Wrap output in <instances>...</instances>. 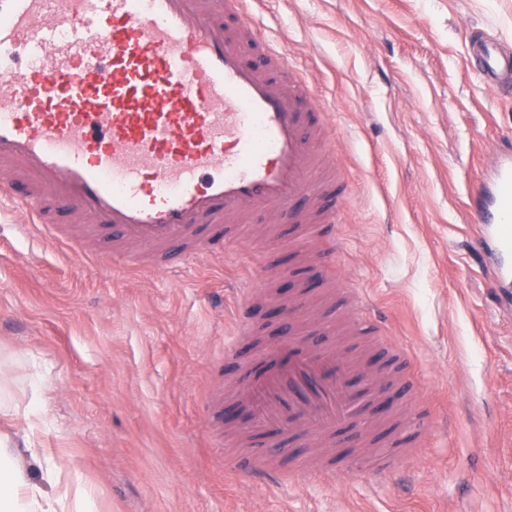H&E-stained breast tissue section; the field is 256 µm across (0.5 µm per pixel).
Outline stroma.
<instances>
[{"label":"stroma","instance_id":"stroma-1","mask_svg":"<svg viewBox=\"0 0 512 512\" xmlns=\"http://www.w3.org/2000/svg\"><path fill=\"white\" fill-rule=\"evenodd\" d=\"M334 129L346 181L335 283H310L296 241L249 224L221 258L127 272L85 242L23 229L0 196V408L12 438L81 476L94 512H512V321L474 246L471 195L512 141V96L470 66L482 29L512 48V0H249ZM249 252L275 288L364 291L415 355L428 425L378 487L367 469L280 487L241 474L198 399L224 353L229 293Z\"/></svg>","mask_w":512,"mask_h":512}]
</instances>
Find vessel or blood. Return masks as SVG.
Returning <instances> with one entry per match:
<instances>
[{
	"instance_id": "vessel-or-blood-1",
	"label": "vessel or blood",
	"mask_w": 512,
	"mask_h": 512,
	"mask_svg": "<svg viewBox=\"0 0 512 512\" xmlns=\"http://www.w3.org/2000/svg\"><path fill=\"white\" fill-rule=\"evenodd\" d=\"M0 0V192L34 228L59 236L61 214L113 262L161 271L223 251L262 214L304 226L315 279L336 274L329 249L342 194L326 180L325 118L286 53L258 33L244 0ZM471 67L489 88L512 92V49L474 34ZM476 194L478 252L512 312V150ZM230 307L225 358L239 368L225 426L216 387L203 401L212 425L242 445L241 471L273 483L335 478L345 462L393 475L425 435L421 387L406 347L365 326L363 293L329 306L360 354L300 327L306 292L288 298L286 338L251 357L264 332L243 310L274 300L255 287L252 261Z\"/></svg>"
}]
</instances>
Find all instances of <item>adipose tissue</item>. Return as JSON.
<instances>
[{
    "label": "adipose tissue",
    "instance_id": "adipose-tissue-1",
    "mask_svg": "<svg viewBox=\"0 0 512 512\" xmlns=\"http://www.w3.org/2000/svg\"><path fill=\"white\" fill-rule=\"evenodd\" d=\"M31 457L44 465V477L51 492H43L29 479L27 468L18 460L8 439H0V512H92L91 491L75 482L60 484L56 466L41 449H30Z\"/></svg>",
    "mask_w": 512,
    "mask_h": 512
}]
</instances>
